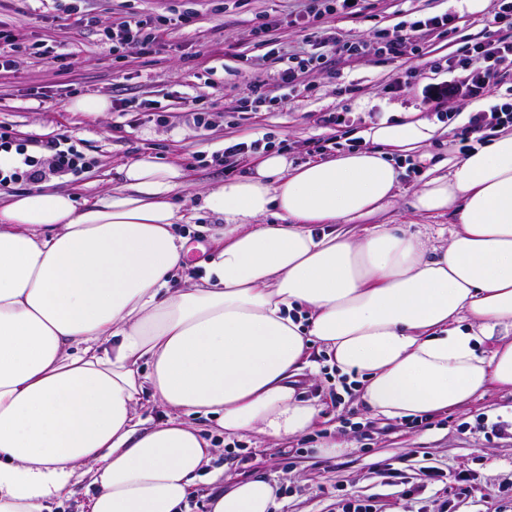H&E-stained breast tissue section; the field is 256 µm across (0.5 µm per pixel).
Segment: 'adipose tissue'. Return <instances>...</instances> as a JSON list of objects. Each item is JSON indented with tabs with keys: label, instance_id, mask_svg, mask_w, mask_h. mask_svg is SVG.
Returning a JSON list of instances; mask_svg holds the SVG:
<instances>
[{
	"label": "adipose tissue",
	"instance_id": "obj_1",
	"mask_svg": "<svg viewBox=\"0 0 512 512\" xmlns=\"http://www.w3.org/2000/svg\"><path fill=\"white\" fill-rule=\"evenodd\" d=\"M441 128L412 111L325 160L261 151L193 204L177 201L182 170L149 155L93 201H0V512H45L83 479L86 512H183L216 452L196 419L276 444L312 431L321 406L299 383L317 351L378 417L512 391V130L412 194L414 214L452 216L444 243L413 224L351 229ZM202 211L220 220L214 253L174 287L176 227ZM209 506L272 512L276 488L237 481Z\"/></svg>",
	"mask_w": 512,
	"mask_h": 512
}]
</instances>
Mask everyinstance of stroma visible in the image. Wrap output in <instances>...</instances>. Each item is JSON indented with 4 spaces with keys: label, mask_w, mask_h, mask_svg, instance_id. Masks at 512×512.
I'll return each mask as SVG.
<instances>
[{
    "label": "stroma",
    "mask_w": 512,
    "mask_h": 512,
    "mask_svg": "<svg viewBox=\"0 0 512 512\" xmlns=\"http://www.w3.org/2000/svg\"><path fill=\"white\" fill-rule=\"evenodd\" d=\"M305 0H84L83 11L109 25L137 15L190 13L193 25L162 33L150 53L126 48L112 56L96 29L79 23L63 7L41 0H0V29L21 31L12 66L0 69V129L14 146L38 157L42 142L72 137L87 158L78 174L51 176L43 187L69 190L78 200L111 193L121 183V168L150 155L161 162L179 160L187 193H197L244 174L247 155L225 158L230 144L270 137L274 149L293 165L335 156L333 148L316 151L318 141L364 146L363 134L383 118L417 109L434 116L438 108L424 89L448 81V55L464 41L502 34L493 6L470 12L467 0H368L358 16L322 15L300 24ZM453 14L452 32L423 34L415 49L395 59L378 52L381 38H393L421 16ZM278 19L265 37L254 29ZM335 30L359 38V54H326L316 69L301 74L296 95L258 112H238L234 105L250 82L270 81L287 68L291 53H315L319 35ZM42 45L51 58L30 54ZM282 47L283 59L252 69L249 59L268 45ZM103 96L109 112L98 116L70 111L72 100ZM199 97L205 124L185 109V99ZM140 103L139 112H121L117 100ZM164 113L153 120L149 107ZM342 115L339 125L323 121L325 112ZM429 159H406V173L393 205L376 216L379 224L411 221L406 205L435 167L461 155V144L445 134L429 147ZM304 396L324 403L322 429L271 444L251 434L226 448L213 435L218 452L210 471L232 479L264 477L279 488L277 512H336L341 499L356 497L376 512H512V436L479 428L480 419L512 422V392L488 389L470 404L432 413L424 421L373 416L356 402L345 382L320 367ZM350 439L352 451L316 456L326 434ZM436 468L427 479L423 468Z\"/></svg>",
    "instance_id": "35a3bbf8"
}]
</instances>
